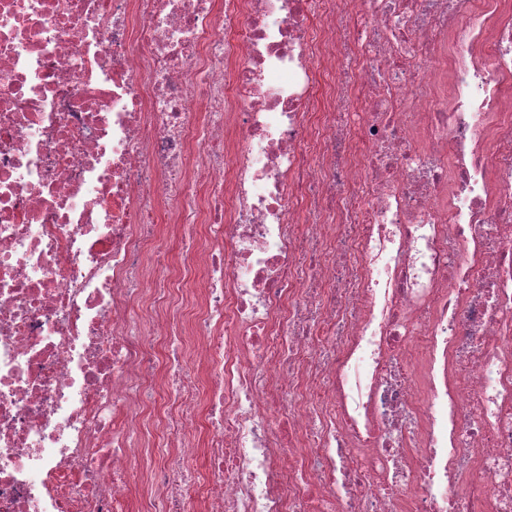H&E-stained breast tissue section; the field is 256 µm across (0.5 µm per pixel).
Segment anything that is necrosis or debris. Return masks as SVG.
<instances>
[{
	"instance_id": "obj_1",
	"label": "necrosis or debris",
	"mask_w": 512,
	"mask_h": 512,
	"mask_svg": "<svg viewBox=\"0 0 512 512\" xmlns=\"http://www.w3.org/2000/svg\"><path fill=\"white\" fill-rule=\"evenodd\" d=\"M199 503L512 512V0H0V512ZM183 224L175 222L174 218H163V223L158 224L157 238L163 245L168 246L172 253L177 255L181 252L182 238L184 236Z\"/></svg>"
}]
</instances>
